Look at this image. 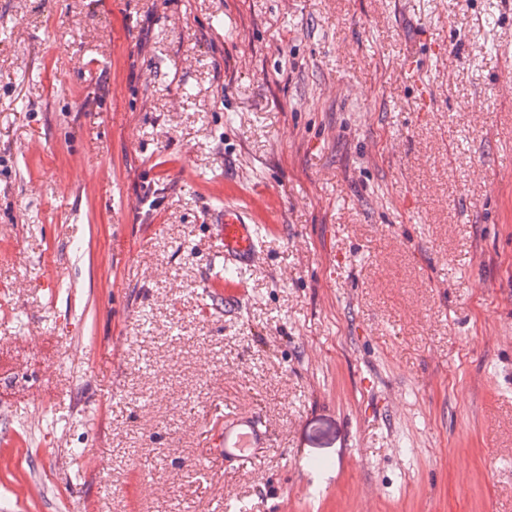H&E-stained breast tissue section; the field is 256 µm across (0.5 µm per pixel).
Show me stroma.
Returning <instances> with one entry per match:
<instances>
[{
	"mask_svg": "<svg viewBox=\"0 0 512 512\" xmlns=\"http://www.w3.org/2000/svg\"><path fill=\"white\" fill-rule=\"evenodd\" d=\"M510 73L512 0H0V512H512ZM216 226L215 250L224 257V268L242 271L258 258L259 228L241 208L224 206L211 214ZM224 424V436L221 444L224 447V455L235 456L241 460L252 458V448L264 437V432L259 428V422L253 418H241L236 414H230ZM246 426L247 428H243Z\"/></svg>",
	"mask_w": 512,
	"mask_h": 512,
	"instance_id": "1",
	"label": "stroma"
}]
</instances>
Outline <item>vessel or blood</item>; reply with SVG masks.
I'll list each match as a JSON object with an SVG mask.
<instances>
[{
    "label": "vessel or blood",
    "instance_id": "1",
    "mask_svg": "<svg viewBox=\"0 0 512 512\" xmlns=\"http://www.w3.org/2000/svg\"><path fill=\"white\" fill-rule=\"evenodd\" d=\"M216 226L215 250L228 269L241 271L251 267L258 258L259 228L241 208L228 206L213 211ZM263 433L257 420L232 416L224 424L222 445L225 454L249 460Z\"/></svg>",
    "mask_w": 512,
    "mask_h": 512
}]
</instances>
